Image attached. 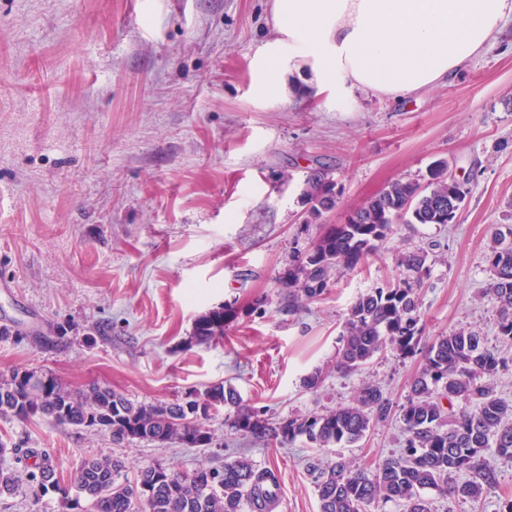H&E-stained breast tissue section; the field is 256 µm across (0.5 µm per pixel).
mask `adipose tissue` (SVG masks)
<instances>
[{"instance_id": "1", "label": "adipose tissue", "mask_w": 512, "mask_h": 512, "mask_svg": "<svg viewBox=\"0 0 512 512\" xmlns=\"http://www.w3.org/2000/svg\"><path fill=\"white\" fill-rule=\"evenodd\" d=\"M275 56L316 89L387 96L443 81L512 22V0H274Z\"/></svg>"}]
</instances>
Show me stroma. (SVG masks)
<instances>
[{
  "instance_id": "obj_1",
  "label": "stroma",
  "mask_w": 512,
  "mask_h": 512,
  "mask_svg": "<svg viewBox=\"0 0 512 512\" xmlns=\"http://www.w3.org/2000/svg\"><path fill=\"white\" fill-rule=\"evenodd\" d=\"M273 0H0V374L50 370L135 402H172L225 382L266 417L350 403L364 384L403 402L414 359L386 352L332 372L350 306L394 281L399 254L428 252L424 334L464 329L512 358L486 293L494 231L512 225V24L454 76L406 96L316 93L308 75L271 84ZM447 160L470 192L455 223H397L376 255L321 300L289 311L278 279L318 235L300 200L328 169L340 192L322 222L341 224L397 179L426 182ZM263 307H256L257 299ZM237 310L223 338L191 342L196 317ZM67 328L46 345L33 330ZM95 343H87V336ZM317 389L303 385L315 369ZM212 445L113 444L49 419L0 416V438L47 450L69 479L85 456L183 472L242 454L277 469L279 512H319L308 462L333 449L280 448L210 420ZM396 418L344 454L361 466L398 453ZM481 502L436 499L434 512H499L512 459Z\"/></svg>"
}]
</instances>
